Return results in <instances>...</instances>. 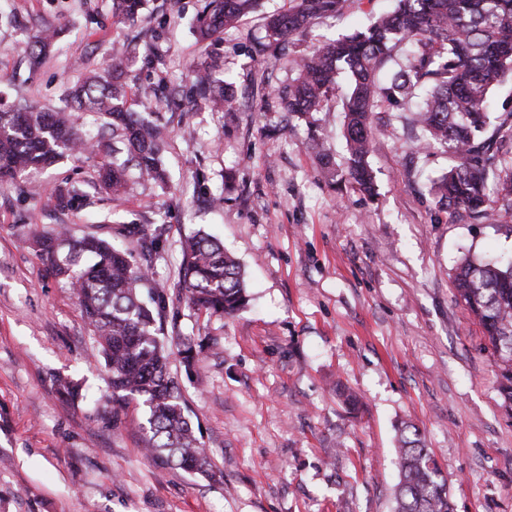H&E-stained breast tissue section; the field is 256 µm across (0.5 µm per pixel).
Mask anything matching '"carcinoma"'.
<instances>
[{
    "instance_id": "carcinoma-1",
    "label": "carcinoma",
    "mask_w": 512,
    "mask_h": 512,
    "mask_svg": "<svg viewBox=\"0 0 512 512\" xmlns=\"http://www.w3.org/2000/svg\"><path fill=\"white\" fill-rule=\"evenodd\" d=\"M260 0H205L199 35L206 41L253 12ZM346 0H290L288 10L267 17V46L304 32L321 17L336 14ZM143 0H112L116 21L134 23ZM48 28L23 43L31 66L40 64L53 43ZM410 45L406 63L388 74L402 46ZM130 59L111 61L69 91L72 111L44 110L18 103L0 109V183H14L39 167L84 153L86 136L75 112L92 111L101 124L92 137L104 155L97 183L114 196L134 180L166 184L162 164L165 136L152 119L129 102L113 72ZM295 77L274 93L283 110L309 119L320 111L338 77H349L343 100V138L348 151L344 181L374 196L375 176L369 156L372 118L384 100L422 94L414 122L421 130L420 151L448 153V170L431 181L430 191L450 213L478 220L496 206L512 212V111L491 127L489 96L512 74V0H397L394 10L349 35L325 42L287 60ZM214 59L195 67L191 82L217 109L232 106L233 82L212 89ZM310 147L320 173L336 181V169L317 136ZM162 224H127L126 244L114 245L94 233L76 237L62 226L50 234H32L39 259L77 298L82 317L98 345L109 373L112 406L139 398L149 409L147 452L195 474L208 476L212 462L196 435L178 383L170 375L162 341L168 286L154 287L152 309L141 299L148 270L165 241ZM182 262L172 295L208 317L231 315L248 294L238 262L217 238L197 232L180 242ZM456 290L467 313L483 329L496 354L498 390L512 412V260L466 257L455 273ZM399 482L394 512H453L440 469L418 430L398 426Z\"/></svg>"
}]
</instances>
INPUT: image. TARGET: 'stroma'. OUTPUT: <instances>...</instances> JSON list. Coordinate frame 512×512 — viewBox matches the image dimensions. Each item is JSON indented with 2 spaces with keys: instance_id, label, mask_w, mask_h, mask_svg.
Segmentation results:
<instances>
[{
  "instance_id": "obj_1",
  "label": "stroma",
  "mask_w": 512,
  "mask_h": 512,
  "mask_svg": "<svg viewBox=\"0 0 512 512\" xmlns=\"http://www.w3.org/2000/svg\"><path fill=\"white\" fill-rule=\"evenodd\" d=\"M204 0H147L133 24H116L111 0H0V95L66 107L68 89L102 59L135 57L124 80L135 99L182 87L157 106L165 128L167 187L102 192L95 154L0 185V512H392L397 424L411 422L434 454L454 512H512V413L498 391L492 350L455 299L463 255L512 258V213L449 214L428 191L448 167L418 155L415 103L380 105L370 164L375 198L318 173L317 131L337 172L348 154L342 92L306 122L282 112L273 88L292 78L276 60L368 25L391 0H347L304 36L266 47L264 18L288 0H262L221 38L201 42ZM60 36L31 66L22 45L42 24ZM218 57L231 76V111L189 91L188 75ZM79 191L71 206L53 193ZM71 225L121 242L124 224H162L151 266L171 282L180 241L220 238L240 263L248 305L224 317L181 307L179 332L203 337L170 372L198 425L215 475L204 478L147 456L142 402L104 405L108 373L72 292L43 267L27 231ZM82 384L72 401L55 375ZM344 384L361 401L350 411Z\"/></svg>"
}]
</instances>
